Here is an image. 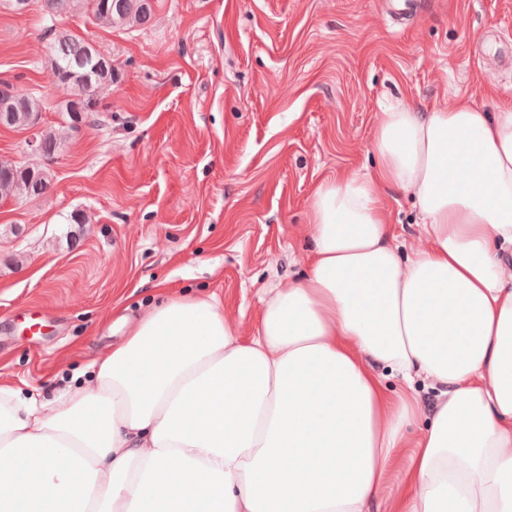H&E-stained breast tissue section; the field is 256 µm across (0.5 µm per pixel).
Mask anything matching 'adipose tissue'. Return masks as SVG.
I'll use <instances>...</instances> for the list:
<instances>
[{"label": "adipose tissue", "instance_id": "adipose-tissue-1", "mask_svg": "<svg viewBox=\"0 0 512 512\" xmlns=\"http://www.w3.org/2000/svg\"><path fill=\"white\" fill-rule=\"evenodd\" d=\"M373 169L312 194L308 272L242 341L215 297L159 287L78 385L0 383V512H512V103L378 118ZM410 194L400 252L379 189ZM438 388L418 400L378 366ZM413 388L414 394L418 396L424 408V414L415 427V433H417L418 429L423 427L431 416V408L437 402L438 392L429 383L422 382L421 380H417Z\"/></svg>", "mask_w": 512, "mask_h": 512}]
</instances>
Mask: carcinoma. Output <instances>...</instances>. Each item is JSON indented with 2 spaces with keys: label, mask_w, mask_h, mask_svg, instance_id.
<instances>
[{
  "label": "carcinoma",
  "mask_w": 512,
  "mask_h": 512,
  "mask_svg": "<svg viewBox=\"0 0 512 512\" xmlns=\"http://www.w3.org/2000/svg\"><path fill=\"white\" fill-rule=\"evenodd\" d=\"M41 7L51 17L82 9L93 24L110 28L143 26L153 13L152 0H41ZM50 61L58 86L71 96L68 113L78 104L85 112L95 111L97 96L118 79L111 60L84 39L68 34L53 38ZM0 101L6 102L0 112V124L12 129L26 130L34 126V117L43 108L40 96L33 92L17 93L7 82L0 83ZM34 138L35 152L41 157L50 158L59 149L56 134L51 130L41 129ZM49 186V173L38 163L22 166L0 163V202L39 197Z\"/></svg>",
  "instance_id": "cac0c4a2"
}]
</instances>
